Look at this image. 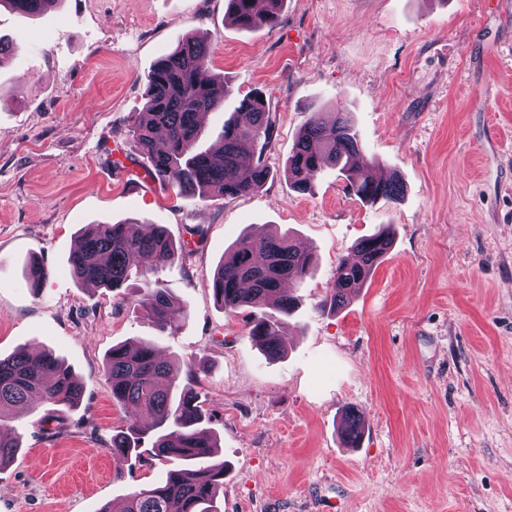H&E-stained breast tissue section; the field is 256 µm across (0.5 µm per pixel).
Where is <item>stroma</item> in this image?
I'll return each mask as SVG.
<instances>
[{
    "label": "stroma",
    "mask_w": 512,
    "mask_h": 512,
    "mask_svg": "<svg viewBox=\"0 0 512 512\" xmlns=\"http://www.w3.org/2000/svg\"><path fill=\"white\" fill-rule=\"evenodd\" d=\"M190 35L234 104L258 90L276 127L265 185L200 201L150 177L129 134L144 77ZM18 51L0 68V357L53 351L81 403L6 417L20 437L0 512H99L165 478L153 459L116 476L126 411L104 367L114 344L154 340L199 363L224 458L220 512H512V9L497 0H284L245 30L225 0H56L0 6ZM346 112L399 202L362 203L335 167L308 191L284 177L314 112ZM164 225L185 249L158 278L182 305L158 334L140 284H78L69 254L90 224ZM389 225L393 246L340 311L319 313L340 259ZM288 230L317 257L278 359L210 283L247 233ZM49 271L37 289L31 262ZM365 421L345 447L347 408Z\"/></svg>",
    "instance_id": "obj_1"
}]
</instances>
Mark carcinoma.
I'll return each instance as SVG.
<instances>
[{"mask_svg": "<svg viewBox=\"0 0 512 512\" xmlns=\"http://www.w3.org/2000/svg\"><path fill=\"white\" fill-rule=\"evenodd\" d=\"M56 0H0L27 15L46 10ZM228 15L243 29L274 22L283 0H227ZM211 51L207 43L186 37L159 59L145 78L146 104L134 113L129 133L136 139L149 176L167 183L187 198H236L267 182L270 171L262 154L271 142L275 120L263 94L253 91L238 101L224 122L219 140L210 149L198 146L199 118L224 106V80L205 77ZM346 177L360 201L395 202L403 184L396 175L379 178L364 156L358 131L345 112H314L301 127L285 169L290 185L310 189L327 165ZM392 246L386 230L358 240L355 257L338 262L334 288L316 304L320 313L347 305L371 278ZM176 242L161 224H91L69 255L73 278L85 285L117 291L132 278L143 284L139 301L145 319L159 333H173L178 302L155 275L175 259ZM314 265L311 251L302 249L288 233L246 235L224 252L213 273L214 297L228 312L249 311V335L270 356L283 351L281 336L299 299L285 285L303 279ZM276 302V312L263 306ZM112 400L130 410L126 428L112 436L116 474L142 462L150 452L171 464L165 481L151 483L130 494L124 512H217L216 499L224 490V458L206 427L195 369L183 370L159 357L155 345L143 340L132 346H112L106 358ZM82 388L71 369L50 351H17L0 359V470L20 448L19 437L5 431V414L12 408L33 406L75 407ZM364 421L347 412L342 435L345 443L363 433Z\"/></svg>", "mask_w": 512, "mask_h": 512, "instance_id": "obj_1", "label": "carcinoma"}]
</instances>
